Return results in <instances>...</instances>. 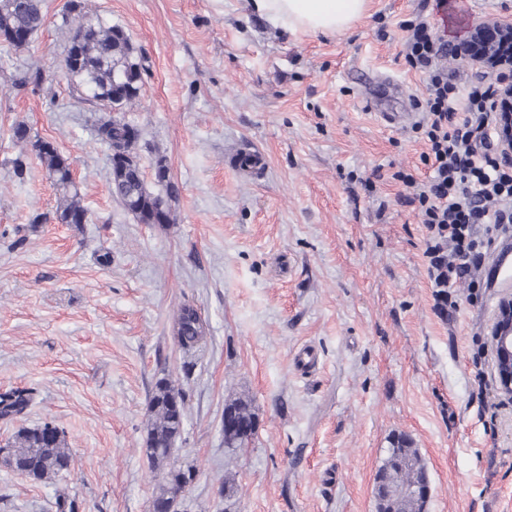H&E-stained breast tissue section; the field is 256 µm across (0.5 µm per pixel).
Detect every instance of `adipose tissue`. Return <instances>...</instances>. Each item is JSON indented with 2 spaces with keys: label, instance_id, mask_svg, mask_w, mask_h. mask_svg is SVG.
<instances>
[{
  "label": "adipose tissue",
  "instance_id": "ef3b65f1",
  "mask_svg": "<svg viewBox=\"0 0 512 512\" xmlns=\"http://www.w3.org/2000/svg\"><path fill=\"white\" fill-rule=\"evenodd\" d=\"M368 0H249L253 12L273 28L334 36L362 17Z\"/></svg>",
  "mask_w": 512,
  "mask_h": 512
}]
</instances>
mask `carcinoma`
<instances>
[{"mask_svg":"<svg viewBox=\"0 0 512 512\" xmlns=\"http://www.w3.org/2000/svg\"><path fill=\"white\" fill-rule=\"evenodd\" d=\"M45 0H0V44L20 49L46 24ZM61 31L67 45L64 64L68 72L82 77L76 87L88 93L104 110L114 112L95 123L98 139L108 151L118 150L122 161L112 162L110 192L124 210L140 224H172L171 202L177 188L162 173L164 160L156 161L155 181L158 190L148 187L137 150L140 137L129 134L125 114L140 102L147 67L138 59L137 49L119 25L98 18L88 20L82 0H68L62 15ZM44 81L38 68H29L13 78L17 87L39 86ZM11 138L30 147L44 165L58 192L57 219L63 224H78V216L88 214L80 189L75 185L70 164L53 142L31 134L23 122L11 127ZM206 331L197 309L183 304L176 320V341L184 351L201 345ZM34 400V389L15 388L0 392V421L11 422L24 417ZM224 413L238 422L236 428L224 429V446L230 450L243 447L254 435L256 413L252 400L241 395L224 402ZM186 416L185 398L181 389L167 377L159 378L149 399L143 445L154 468L171 461L177 454L176 442L181 436ZM7 465L34 482H44L68 472L71 453L65 432L52 422L34 427H21L6 445ZM426 476V467L413 441L404 434L395 435L384 464L375 479L376 512H425L426 503L418 498H399L398 484L416 485ZM196 477L192 466L170 465L165 484L156 492L153 503L169 504L182 485Z\"/></svg>","mask_w":512,"mask_h":512,"instance_id":"carcinoma-1","label":"carcinoma"}]
</instances>
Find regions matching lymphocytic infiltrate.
<instances>
[{
  "mask_svg": "<svg viewBox=\"0 0 512 512\" xmlns=\"http://www.w3.org/2000/svg\"><path fill=\"white\" fill-rule=\"evenodd\" d=\"M408 29L406 61L426 77L423 117L414 131L427 147L423 160L430 173L422 182L400 170L390 178L406 188V202L426 227L424 256L441 312L449 288L480 264L494 234L512 227V160L497 137L496 83L460 88L440 64L458 54L459 44L434 34L423 19Z\"/></svg>",
  "mask_w": 512,
  "mask_h": 512,
  "instance_id": "1",
  "label": "lymphocytic infiltrate"
}]
</instances>
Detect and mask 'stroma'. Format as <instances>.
Masks as SVG:
<instances>
[{
  "instance_id": "35a3bbf8",
  "label": "stroma",
  "mask_w": 512,
  "mask_h": 512,
  "mask_svg": "<svg viewBox=\"0 0 512 512\" xmlns=\"http://www.w3.org/2000/svg\"><path fill=\"white\" fill-rule=\"evenodd\" d=\"M65 3L46 0L27 47L0 46V391H36L21 421L0 422V445L51 421L72 465L47 483L0 465V512H55L59 492L81 512H151L165 473L142 432L163 376L186 400L177 462L197 470L184 512H376L375 476L398 433L429 470L427 512H512V402L490 342L503 291L486 256L477 287L456 284L447 315L435 313L426 228L389 178L425 179V146L364 103L375 76L406 87L389 108L425 97L403 27L423 16L459 37L435 0H370L336 37L275 31L247 0H85L145 58L128 118L149 145L146 180L161 157L179 187L165 226L138 223L110 193L93 132L105 112L78 101L62 68ZM30 64L44 83L15 87ZM17 121L68 157L86 224L57 221L37 158L13 180ZM240 148L263 155L261 173L230 165ZM186 302L207 333L189 354L174 339ZM305 347L310 369L295 361ZM240 394L258 422L231 455L224 402Z\"/></svg>"
}]
</instances>
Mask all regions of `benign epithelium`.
I'll list each match as a JSON object with an SVG mask.
<instances>
[{
    "mask_svg": "<svg viewBox=\"0 0 512 512\" xmlns=\"http://www.w3.org/2000/svg\"><path fill=\"white\" fill-rule=\"evenodd\" d=\"M490 29L498 33L501 43H512L511 18L473 27L466 43L475 51V61L496 65L500 95L494 108L500 114L501 147L512 157V57L503 55L499 48L501 43L486 40L485 34ZM491 340L496 354L495 372L499 390L512 399V296L509 294L499 300Z\"/></svg>",
    "mask_w": 512,
    "mask_h": 512,
    "instance_id": "benign-epithelium-1",
    "label": "benign epithelium"
}]
</instances>
